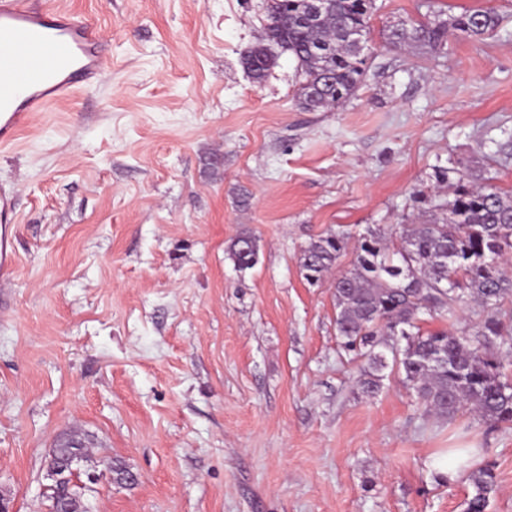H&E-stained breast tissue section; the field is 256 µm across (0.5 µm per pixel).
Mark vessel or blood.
<instances>
[{
    "mask_svg": "<svg viewBox=\"0 0 512 512\" xmlns=\"http://www.w3.org/2000/svg\"><path fill=\"white\" fill-rule=\"evenodd\" d=\"M110 57L98 28L39 0H0V148L13 144L37 113L97 84ZM15 246L0 237V283L9 284Z\"/></svg>",
    "mask_w": 512,
    "mask_h": 512,
    "instance_id": "b4317fda",
    "label": "vessel or blood"
}]
</instances>
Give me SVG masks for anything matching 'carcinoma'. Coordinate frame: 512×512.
<instances>
[{"instance_id":"carcinoma-1","label":"carcinoma","mask_w":512,"mask_h":512,"mask_svg":"<svg viewBox=\"0 0 512 512\" xmlns=\"http://www.w3.org/2000/svg\"><path fill=\"white\" fill-rule=\"evenodd\" d=\"M361 10L360 0H330L327 12L315 25H305L304 0H275L267 16L265 37L247 47L250 55L264 59L253 79L261 81L276 65L267 53L270 43L291 54L302 75L299 99L310 110L337 106L354 94L364 75L365 59L353 39L366 36L373 0ZM499 26L492 9L467 10L451 21L419 24L395 31V46L410 39L431 50L442 45L448 28L480 39ZM457 175L450 184L452 199L431 201L418 224L401 225L400 240L387 239L379 228L361 236L353 267L336 276L335 325L343 347L365 359L359 379L361 393L374 398L387 369H395L412 389L424 411L440 418L461 409L495 424H512V382L504 379L503 361L512 357V311L504 301L512 297V277L502 268L512 257V194L477 183L473 174L446 168ZM347 235L330 231L311 240L301 251L304 278L316 283L335 267L346 248ZM256 245L250 235L238 236L230 256L241 269L255 266ZM473 302L484 317L471 334L446 330L424 331L421 323ZM63 465L79 457L91 460L81 441L65 437L54 448ZM469 480L474 493L465 512H487L495 491L492 466L476 468ZM74 489L65 483L49 488L51 512H75Z\"/></svg>"}]
</instances>
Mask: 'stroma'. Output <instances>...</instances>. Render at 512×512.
<instances>
[{"mask_svg": "<svg viewBox=\"0 0 512 512\" xmlns=\"http://www.w3.org/2000/svg\"><path fill=\"white\" fill-rule=\"evenodd\" d=\"M96 23L112 68L0 149L17 267L0 318V491L50 512L58 438L90 441L87 512H464L492 465L488 512H512V426L425 414L400 375L364 397L336 333L334 280L298 257L327 231L421 220L455 163L512 193V0H375L365 73L329 110L298 98L279 54L242 51L264 0H52ZM485 8L482 40L435 50L393 30ZM257 241L253 268L228 248ZM468 470L432 476L450 449ZM111 458L127 477L94 473ZM256 247V239L251 235L242 234L238 236L230 246V256L234 261L235 265L240 270L250 269L255 266L257 261H252L254 250L248 252L246 248Z\"/></svg>", "mask_w": 512, "mask_h": 512, "instance_id": "obj_1", "label": "stroma"}]
</instances>
